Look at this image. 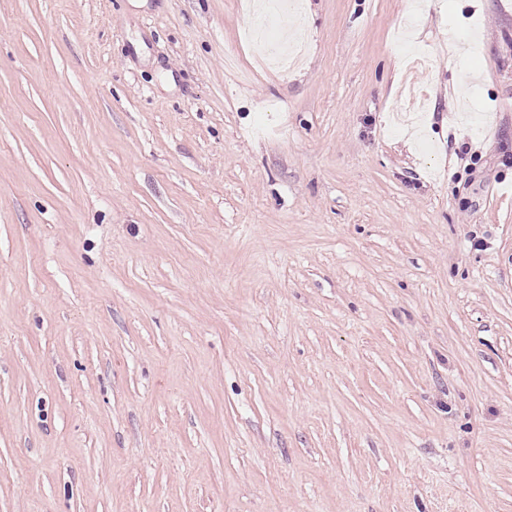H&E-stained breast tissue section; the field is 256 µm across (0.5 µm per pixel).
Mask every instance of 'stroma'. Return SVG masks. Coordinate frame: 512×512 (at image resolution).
I'll list each match as a JSON object with an SVG mask.
<instances>
[{
  "label": "stroma",
  "instance_id": "1",
  "mask_svg": "<svg viewBox=\"0 0 512 512\" xmlns=\"http://www.w3.org/2000/svg\"><path fill=\"white\" fill-rule=\"evenodd\" d=\"M409 2L283 69L253 0H0V512H512V0Z\"/></svg>",
  "mask_w": 512,
  "mask_h": 512
}]
</instances>
